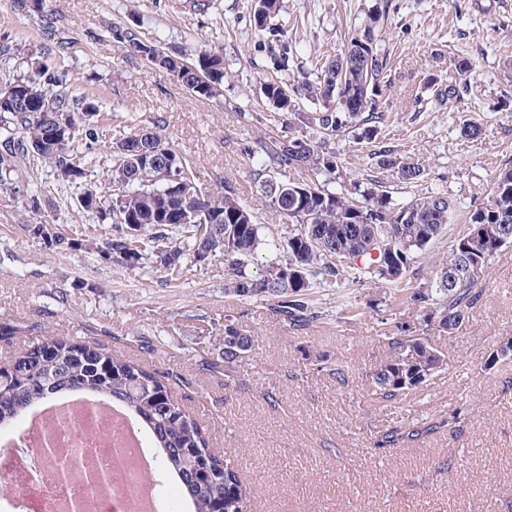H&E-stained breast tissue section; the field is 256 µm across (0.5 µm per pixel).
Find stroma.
I'll list each match as a JSON object with an SVG mask.
<instances>
[{"label":"stroma","mask_w":512,"mask_h":512,"mask_svg":"<svg viewBox=\"0 0 512 512\" xmlns=\"http://www.w3.org/2000/svg\"><path fill=\"white\" fill-rule=\"evenodd\" d=\"M386 27L390 87L378 138L404 161L425 168L410 184L377 168L371 143L357 130L332 137L343 164L341 188L373 178L403 202L427 190L445 192L453 212L444 233L419 253L404 286L369 282L318 285L310 300L321 319L303 328L280 321L267 300L228 293L223 261L189 266L166 279L156 263L127 270L93 252L42 248L25 230L27 199L39 196L36 220L64 230L96 232V215L78 204L76 188L57 184L37 166L23 192L0 189V321L20 332L0 342V360L38 340L39 330L92 341L149 370L177 374L173 398L224 449L251 490L248 512H512V357L486 366L489 354L512 340V245L501 247L477 281L481 302L468 322L447 335L435 319L404 299L403 287L431 279L439 260L466 231L472 205L494 178L512 167V0H396ZM257 0H214L208 15L187 0H44L42 12L0 0V87L26 74L27 56L49 57L69 69L76 95L93 102L109 137L163 120V137L193 161L205 190L232 186L254 209L264 241L254 260L262 269L290 229L258 200L254 166L239 141L259 136L247 115L269 117L268 133L287 129L285 114L261 93L268 80L312 81L340 54L351 28L372 0H280L269 28L257 31ZM51 17L52 33L43 29ZM194 62L202 48L222 49L223 102L191 96L173 76L148 70L129 47L106 42L112 25ZM284 28V41L272 31ZM474 67L459 76L457 62ZM465 78L461 101H438L429 79ZM238 103L239 111L226 110ZM481 124L464 140V120ZM417 330L448 355V367L423 387L384 403L370 390L371 373L390 352L391 322ZM253 340L249 360L226 384L223 371L204 370L221 358L225 327ZM158 338L156 352L141 337ZM338 366L336 377L319 362ZM472 412L458 423V404ZM405 433L376 449L377 437Z\"/></svg>","instance_id":"stroma-1"}]
</instances>
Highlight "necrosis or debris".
I'll list each match as a JSON object with an SVG mask.
<instances>
[{"label":"necrosis or debris","mask_w":512,"mask_h":512,"mask_svg":"<svg viewBox=\"0 0 512 512\" xmlns=\"http://www.w3.org/2000/svg\"><path fill=\"white\" fill-rule=\"evenodd\" d=\"M0 473L18 490V512H146L133 491L151 454L144 435L106 404L47 406L9 439Z\"/></svg>","instance_id":"necrosis-or-debris-1"}]
</instances>
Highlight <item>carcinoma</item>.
I'll return each mask as SVG.
<instances>
[{"mask_svg":"<svg viewBox=\"0 0 512 512\" xmlns=\"http://www.w3.org/2000/svg\"><path fill=\"white\" fill-rule=\"evenodd\" d=\"M278 0H258L254 27L264 30L278 12ZM393 0H373L364 25L348 34L344 50L327 64L314 83L268 81L262 86L266 100L290 114L286 134L244 140L240 154L256 161L254 179L260 183L261 199L277 212L288 210L294 225L289 242L273 247L286 258L275 257L265 271L251 274L250 263L263 244L252 209L240 203L234 189L224 195L196 190L194 163L183 158L162 138L158 128L142 143L149 162L135 163L126 153L134 130L108 141L101 123L87 119L94 105L84 103L67 89V72L38 59L30 73L7 87L24 105L14 109L0 104V187L13 190L28 177L31 161L38 159L60 182L83 185L85 211L101 223L111 224L103 238H85L65 233L58 224L27 222L26 231L47 250L95 252L113 265L140 267L148 258L163 272L179 274L183 266L220 258L231 279L228 291L240 297L270 298L275 311L293 328L319 318L309 303L312 280L341 284L350 270H358L381 282L400 284L416 262L417 255L436 240L450 219L451 203L441 192L422 194L403 203L379 190L374 180L356 184L347 192L329 185L341 178L339 157L330 147V137L352 124L363 128L361 137L375 142L373 158L378 168L397 170L400 178L417 183L424 169L397 157L390 146L376 143L378 124L385 119L383 94L388 89V60L382 49ZM115 43L130 46L151 69L167 72L193 95L204 99L223 96L224 52L204 48L196 62L184 63L151 41L121 25L110 31ZM430 85L440 101L463 97L467 84ZM309 97L318 108L295 109V99ZM54 136L55 148L42 151L39 142ZM109 153L112 170L106 183H85L89 156ZM130 180L126 194H112V182ZM306 171L312 182H284L287 171ZM189 183L184 192L181 185ZM512 219V168L499 173L483 201L469 210L468 224L502 223ZM380 229L389 247L373 254L369 232ZM480 301L476 283L466 281L451 289L437 281L412 289L406 302L428 312L448 331V316L470 313ZM389 356L372 373L373 392L383 402H395L405 392L424 385L448 366V356L430 342L405 345L402 334L388 337ZM251 340L235 330L224 329V376L232 384L234 374L248 357ZM83 395L123 408L134 425L147 432L164 476L173 478L191 506L190 512H248L249 491L239 470L221 459L209 435L195 417L176 402L158 373L93 343H74L46 336L26 345L0 368V428L17 425L33 410L56 399Z\"/></svg>","mask_w":512,"mask_h":512,"instance_id":"carcinoma-1","label":"carcinoma"}]
</instances>
